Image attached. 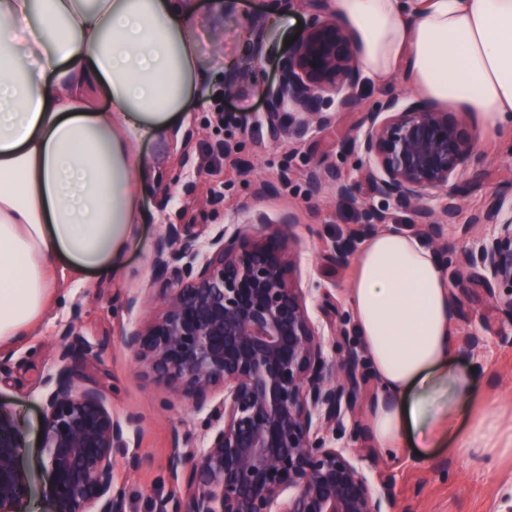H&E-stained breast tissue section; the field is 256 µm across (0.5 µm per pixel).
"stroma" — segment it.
I'll use <instances>...</instances> for the list:
<instances>
[{"mask_svg":"<svg viewBox=\"0 0 512 512\" xmlns=\"http://www.w3.org/2000/svg\"><path fill=\"white\" fill-rule=\"evenodd\" d=\"M329 0H201L194 25L198 53L215 79L210 94L192 102L186 115V139L161 137L144 145L152 182L142 198V220L120 270L110 277L76 276L58 271L50 290L49 308L30 335L0 347V409L9 412L22 436L20 462L31 482L24 512H54L46 494L48 460L42 446L41 381L53 375L55 333L74 324L81 342L94 355L82 361L83 371L103 383L113 415L138 417L126 458L116 460L114 480L125 492V512H146L149 502L181 491L170 469L175 451L202 445L206 417L191 401L141 376L123 345L132 324L159 311L155 300L129 313L121 309L129 294L146 295L154 279L153 252L168 225L206 238L212 225L244 224L257 216L277 223L293 215L291 259L314 318L324 319L326 301L349 313L347 283L351 261H337L334 244L348 237L363 244L371 232L361 220L364 205L375 197L365 165L346 151L366 112L375 110L389 93L404 94L402 78L383 83L361 79L356 111L338 113L334 122L291 144L271 140L259 121L264 92L278 77L285 42L331 12ZM248 101L253 126L241 134L236 117ZM223 114H216V105ZM474 154L459 174L460 208L443 227L448 242L446 272L459 303L455 327L459 339L478 337L474 351L456 356L455 366L476 374L475 398L480 404L512 398V320L490 303L481 279L464 269L462 251L488 233L473 223L475 213L495 198L512 200V126L487 141L478 122H470ZM336 170L345 183L337 194L325 183L313 188L315 171ZM379 397L370 384L356 426L344 440L353 450H367L363 463L372 479L391 485L396 512H512V458L490 465L468 463L451 448H417L405 438L401 448L382 453L374 448L368 418L370 403Z\"/></svg>","mask_w":512,"mask_h":512,"instance_id":"stroma-1","label":"stroma"}]
</instances>
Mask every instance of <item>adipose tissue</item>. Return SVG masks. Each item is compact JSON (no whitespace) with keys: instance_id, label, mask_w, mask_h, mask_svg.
Returning <instances> with one entry per match:
<instances>
[{"instance_id":"ef3b65f1","label":"adipose tissue","mask_w":512,"mask_h":512,"mask_svg":"<svg viewBox=\"0 0 512 512\" xmlns=\"http://www.w3.org/2000/svg\"><path fill=\"white\" fill-rule=\"evenodd\" d=\"M363 76L480 121L512 124V0H332ZM196 0H0V345L42 318L59 267L124 263L147 190L145 143L184 123L206 84ZM109 100L98 108L97 97ZM347 297L382 391L380 450L407 430L475 462L512 455L505 405L455 418L474 374L453 367L457 305L437 252L382 229L354 255Z\"/></svg>"}]
</instances>
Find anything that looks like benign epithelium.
<instances>
[{"label": "benign epithelium", "mask_w": 512, "mask_h": 512, "mask_svg": "<svg viewBox=\"0 0 512 512\" xmlns=\"http://www.w3.org/2000/svg\"><path fill=\"white\" fill-rule=\"evenodd\" d=\"M358 86L352 37L326 15L282 59L261 124L273 140L298 143L333 113L355 111ZM473 149L463 122L398 95L363 116L350 144L373 194L417 209L435 240L455 215V180ZM310 179L346 191L334 170ZM363 215L368 227L387 223L383 206L368 205ZM476 220L492 231L465 249L464 264L512 317V202H494ZM257 223L265 220L215 228L203 243L169 225L153 265L159 275L176 266L181 277L154 293L160 313L123 334L146 378L209 409L203 448L170 459L183 494L154 512H394L389 486L366 475L362 455L336 444L369 382L348 319L311 316L307 292L290 277L294 224L258 234ZM57 336V368L41 394L48 495L55 512H124L113 463L126 457L137 418L112 415L106 388L77 368L78 355L91 351L77 352L72 326ZM20 448L19 429L0 410V512H14L31 492Z\"/></svg>", "instance_id": "1"}]
</instances>
